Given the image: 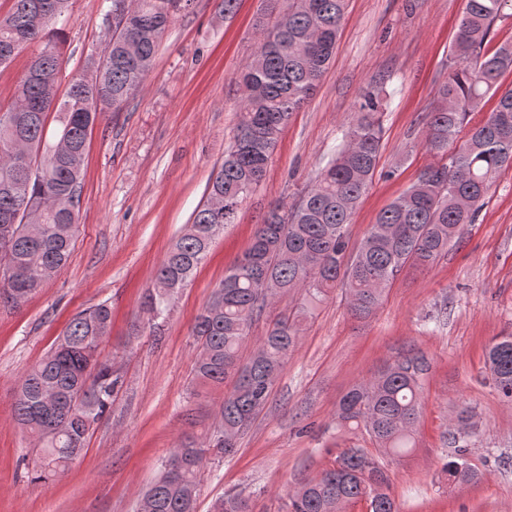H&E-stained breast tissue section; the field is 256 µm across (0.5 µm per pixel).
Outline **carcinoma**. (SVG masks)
Wrapping results in <instances>:
<instances>
[{
    "instance_id": "obj_1",
    "label": "carcinoma",
    "mask_w": 512,
    "mask_h": 512,
    "mask_svg": "<svg viewBox=\"0 0 512 512\" xmlns=\"http://www.w3.org/2000/svg\"><path fill=\"white\" fill-rule=\"evenodd\" d=\"M69 0H13L0 19V66L11 47H36L11 104L0 108V296L22 305L69 262L80 204L82 161L88 135L108 111L120 110L141 88L161 38L191 0H112L111 31L103 51L87 57L83 73L58 95L66 43L62 21ZM347 0H288V10L269 0L259 17L258 50L238 74L241 121L224 162L209 182V200L158 265L143 312L164 316L206 258L215 237L267 173L292 114L327 71L336 52ZM512 9V0H465L464 16L448 54V76L426 115L423 146L437 158L417 181L378 215L357 251L347 253V226L372 184L382 149V121L389 93L383 86L363 94L356 119L340 148L297 202L271 205L242 257L193 325L195 378L222 386L219 425L224 432L185 443L167 457L159 477L142 496L138 512H196L201 473L212 457L230 454L239 436L266 406L274 382L297 348L300 323L341 284L351 314L370 317L383 292L407 266L428 268L448 253L463 224H472L477 203L493 175L512 168V39L484 49L491 27ZM491 112L473 116L486 96ZM57 126L48 133L47 117ZM301 290L305 302L261 337L247 362L241 350L250 328L274 292ZM105 302L74 315L62 336L20 377L14 404L18 425L41 448L33 480L45 482L85 449L93 426L112 407L123 383L121 367L99 350L109 335ZM430 368L420 352L397 356L373 378L353 385L336 411L338 425L362 428L378 453L398 459L415 447V426ZM485 369L512 403V333L496 336ZM457 448L442 466L448 485L474 483L480 473ZM389 476L374 456L349 448L314 478L288 492V512H341L365 500L370 512H398L388 493ZM216 512H252L240 492L224 494Z\"/></svg>"
}]
</instances>
